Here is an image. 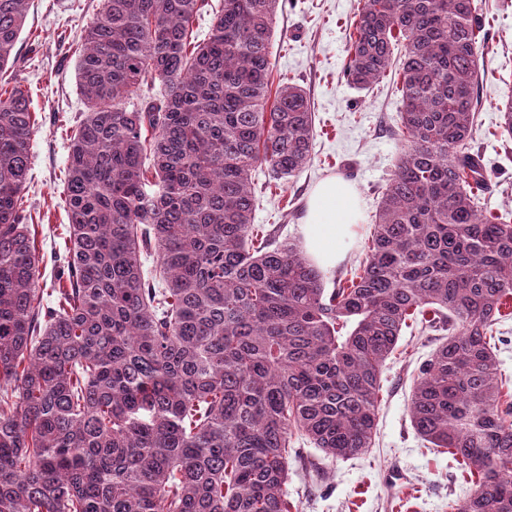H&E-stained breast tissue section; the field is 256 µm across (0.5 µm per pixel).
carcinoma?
Listing matches in <instances>:
<instances>
[{
    "label": "carcinoma",
    "instance_id": "obj_1",
    "mask_svg": "<svg viewBox=\"0 0 512 512\" xmlns=\"http://www.w3.org/2000/svg\"><path fill=\"white\" fill-rule=\"evenodd\" d=\"M29 0H0V75ZM278 0H101L80 33L87 112L70 137L68 246L40 307L24 223L36 132L0 91V512H290L295 440L372 447L403 327L448 324L418 368L411 424L478 476L448 512H512V403L497 325L512 302V211L486 215L474 0H364L347 81L398 61L404 146L365 258L332 291L253 223L252 172L311 159L314 112L270 84ZM160 85L161 93H150ZM157 265L144 271L141 254Z\"/></svg>",
    "mask_w": 512,
    "mask_h": 512
}]
</instances>
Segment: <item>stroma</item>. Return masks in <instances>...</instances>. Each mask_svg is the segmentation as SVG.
I'll return each mask as SVG.
<instances>
[{
	"label": "stroma",
	"mask_w": 512,
	"mask_h": 512,
	"mask_svg": "<svg viewBox=\"0 0 512 512\" xmlns=\"http://www.w3.org/2000/svg\"><path fill=\"white\" fill-rule=\"evenodd\" d=\"M482 22L477 92L482 101L473 147L489 173L488 210L512 208V137L500 127L502 105L512 100V0H475ZM99 0H31L12 72L30 95L37 130L30 182L23 202L38 256L45 303L63 253L68 217L64 179L70 137L86 110L76 78L79 34ZM360 0H279L271 48V83L292 81L306 92L315 114L313 158L294 176L277 178L267 168L252 174L254 223L279 240L301 243L306 200L328 176L353 182L362 218L352 228L345 259L326 273L334 288L364 257L372 216L401 151L396 135L401 95L392 80L368 90L344 76L347 42ZM441 332L403 329L381 377L375 443L364 454L333 460L310 442L289 465L291 512H448V502L467 497L473 483L447 449L431 448L417 435L409 410L413 378L438 346Z\"/></svg>",
	"instance_id": "35a3bbf8"
}]
</instances>
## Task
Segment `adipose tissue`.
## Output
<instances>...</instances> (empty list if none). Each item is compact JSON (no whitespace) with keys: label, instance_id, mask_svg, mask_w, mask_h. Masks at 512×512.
<instances>
[{"label":"adipose tissue","instance_id":"ef3b65f1","mask_svg":"<svg viewBox=\"0 0 512 512\" xmlns=\"http://www.w3.org/2000/svg\"><path fill=\"white\" fill-rule=\"evenodd\" d=\"M360 218V199L353 184L334 176L315 187L303 234L308 255L320 269L332 268L344 259L346 242Z\"/></svg>","mask_w":512,"mask_h":512}]
</instances>
